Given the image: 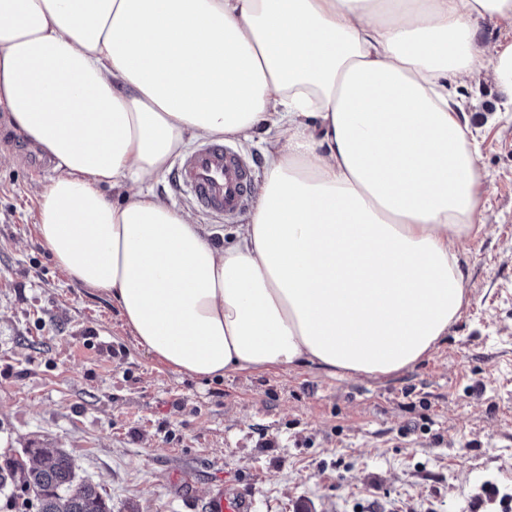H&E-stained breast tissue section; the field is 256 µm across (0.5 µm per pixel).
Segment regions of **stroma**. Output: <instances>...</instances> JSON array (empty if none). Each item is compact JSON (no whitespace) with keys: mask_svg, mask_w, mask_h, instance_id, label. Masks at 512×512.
<instances>
[{"mask_svg":"<svg viewBox=\"0 0 512 512\" xmlns=\"http://www.w3.org/2000/svg\"><path fill=\"white\" fill-rule=\"evenodd\" d=\"M461 92L483 175L467 301L428 356L386 376L174 372L42 244L54 167L0 112V464L62 449L112 512H207L226 486L249 487L254 512H512V112L488 77ZM172 178L158 197L233 245L238 222L212 221Z\"/></svg>","mask_w":512,"mask_h":512,"instance_id":"stroma-1","label":"stroma"}]
</instances>
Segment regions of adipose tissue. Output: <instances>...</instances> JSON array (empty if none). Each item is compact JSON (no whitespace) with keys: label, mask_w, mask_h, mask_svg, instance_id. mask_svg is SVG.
<instances>
[{"label":"adipose tissue","mask_w":512,"mask_h":512,"mask_svg":"<svg viewBox=\"0 0 512 512\" xmlns=\"http://www.w3.org/2000/svg\"><path fill=\"white\" fill-rule=\"evenodd\" d=\"M480 18L512 26V0H0V109L57 171L38 236L176 372L406 369L466 301L458 90L490 67L512 112V43L479 45ZM259 131L255 205L216 247L153 183L186 137Z\"/></svg>","instance_id":"adipose-tissue-1"}]
</instances>
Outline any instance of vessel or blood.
I'll return each mask as SVG.
<instances>
[{"mask_svg": "<svg viewBox=\"0 0 512 512\" xmlns=\"http://www.w3.org/2000/svg\"><path fill=\"white\" fill-rule=\"evenodd\" d=\"M173 179L197 207L220 222L242 215L254 192L248 162L221 143H205L184 155ZM253 507L249 490L240 488L217 490L208 501L209 512H252Z\"/></svg>", "mask_w": 512, "mask_h": 512, "instance_id": "b4317fda", "label": "vessel or blood"}]
</instances>
